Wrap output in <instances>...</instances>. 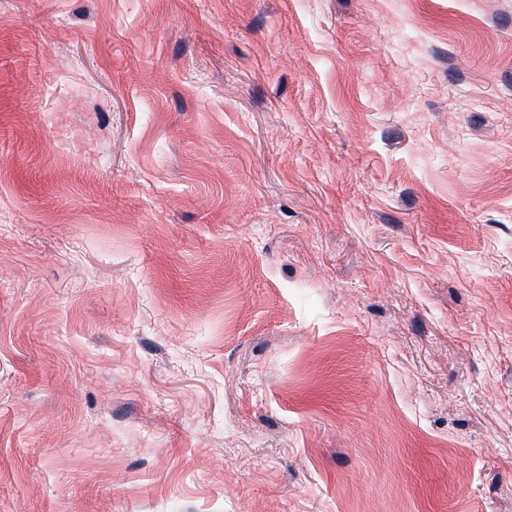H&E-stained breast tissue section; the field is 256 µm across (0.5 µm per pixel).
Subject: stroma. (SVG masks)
<instances>
[{
    "label": "stroma",
    "mask_w": 512,
    "mask_h": 512,
    "mask_svg": "<svg viewBox=\"0 0 512 512\" xmlns=\"http://www.w3.org/2000/svg\"><path fill=\"white\" fill-rule=\"evenodd\" d=\"M0 512H512V0H0Z\"/></svg>",
    "instance_id": "35a3bbf8"
}]
</instances>
